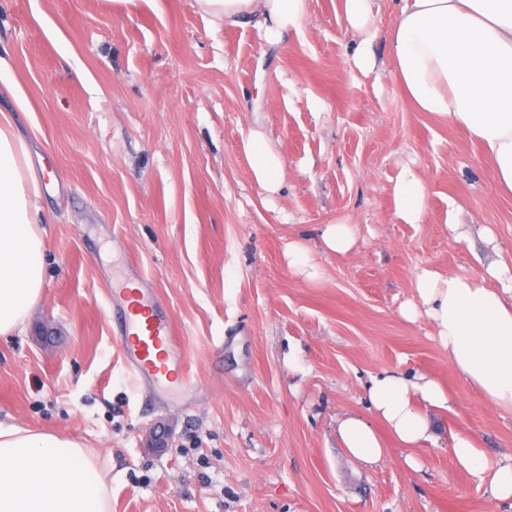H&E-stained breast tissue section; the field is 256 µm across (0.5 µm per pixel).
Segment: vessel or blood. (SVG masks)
Listing matches in <instances>:
<instances>
[{"label":"vessel or blood","instance_id":"b4317fda","mask_svg":"<svg viewBox=\"0 0 512 512\" xmlns=\"http://www.w3.org/2000/svg\"><path fill=\"white\" fill-rule=\"evenodd\" d=\"M108 303L126 373L136 391L189 390L196 383L169 311L149 288H114Z\"/></svg>","mask_w":512,"mask_h":512}]
</instances>
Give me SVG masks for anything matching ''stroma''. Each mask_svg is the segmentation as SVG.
Masks as SVG:
<instances>
[{
	"instance_id": "1",
	"label": "stroma",
	"mask_w": 512,
	"mask_h": 512,
	"mask_svg": "<svg viewBox=\"0 0 512 512\" xmlns=\"http://www.w3.org/2000/svg\"><path fill=\"white\" fill-rule=\"evenodd\" d=\"M397 4L373 0L365 30L343 0H307L299 30L212 22L194 0H0V56L30 103L18 124L55 169L41 219V300L0 336V425L95 451L112 512H512L453 460L449 431L512 463V413L490 406L425 318L401 316L423 269L478 278L512 265V195L478 142L416 111L389 64ZM370 40L373 70L357 49ZM264 134L284 161L268 194L242 142ZM421 177L423 223L395 215L404 167ZM357 227L347 253L326 227ZM490 228L455 241L449 222ZM303 243L317 271L292 266ZM143 274L167 307L199 388L140 411L107 305ZM297 362H289V352ZM421 372L450 396L437 442L385 437L378 463L336 438L367 416L370 376ZM167 428L153 441L154 421Z\"/></svg>"
}]
</instances>
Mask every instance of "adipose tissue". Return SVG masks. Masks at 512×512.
Instances as JSON below:
<instances>
[{"mask_svg":"<svg viewBox=\"0 0 512 512\" xmlns=\"http://www.w3.org/2000/svg\"><path fill=\"white\" fill-rule=\"evenodd\" d=\"M212 20L241 25L261 19L270 43L299 29L307 0H195ZM391 63L416 111L465 129L479 142L512 193V0H400L389 32ZM254 178L266 193L279 191L284 165L261 133L243 143ZM53 169L35 170L31 146L14 118L0 111V335L19 330L39 301L46 242L39 226L42 189ZM396 217L423 221L421 178L406 171L395 187ZM416 301L404 317L425 315L448 360L493 407L512 410V272L491 263L484 279L428 269L416 277ZM371 419L347 414L336 435L355 459L372 464L385 455L374 421L401 447L431 441V413L450 406L442 386L426 374L386 371L364 387ZM455 462L488 481L496 499L512 500V464L490 466L475 438L450 434ZM0 512H111V494L92 451L46 431L0 427Z\"/></svg>","mask_w":512,"mask_h":512,"instance_id":"ef3b65f1","label":"adipose tissue"}]
</instances>
